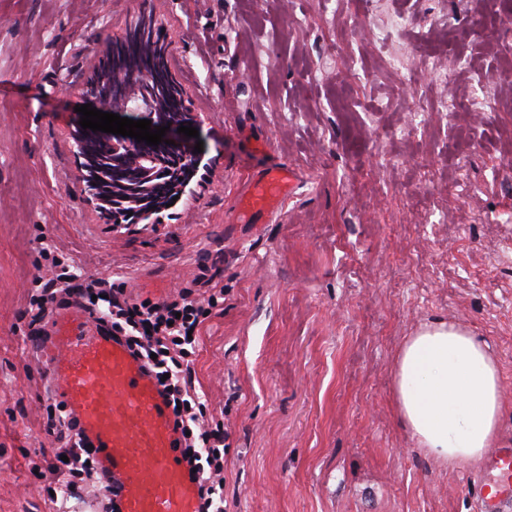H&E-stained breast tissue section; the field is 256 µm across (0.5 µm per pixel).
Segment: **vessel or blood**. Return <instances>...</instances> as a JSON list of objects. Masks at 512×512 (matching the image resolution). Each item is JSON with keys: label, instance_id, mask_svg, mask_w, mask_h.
<instances>
[{"label": "vessel or blood", "instance_id": "1", "mask_svg": "<svg viewBox=\"0 0 512 512\" xmlns=\"http://www.w3.org/2000/svg\"><path fill=\"white\" fill-rule=\"evenodd\" d=\"M292 168L274 167L253 184L250 215L294 181ZM32 345L48 368V383L95 461L116 512H203L201 479L184 449L169 398L146 360L99 316L54 309L45 335ZM480 512L512 503V448L497 449L476 485Z\"/></svg>", "mask_w": 512, "mask_h": 512}]
</instances>
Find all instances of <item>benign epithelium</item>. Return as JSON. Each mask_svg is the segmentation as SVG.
<instances>
[{
  "label": "benign epithelium",
  "instance_id": "7a95c632",
  "mask_svg": "<svg viewBox=\"0 0 512 512\" xmlns=\"http://www.w3.org/2000/svg\"><path fill=\"white\" fill-rule=\"evenodd\" d=\"M115 74L111 66L90 81L89 91L84 97L107 113H116L128 108L131 101L138 99L134 87L124 90V98L112 100L97 95L96 88L104 82H113ZM142 118L151 121V130L167 126L175 132L184 125L195 127L200 124L198 116L189 108L178 112L168 111L165 103L153 99V109L142 113ZM170 136H163L159 145L149 146L129 136L114 135L91 129H79L77 133L78 158L82 159V171L99 169L97 183L109 184V191L103 195L91 194L93 200L112 208V223H123L125 214L132 213V223L156 224L163 203L155 199L160 188L179 191L181 179L193 177L200 164V156L183 143H166Z\"/></svg>",
  "mask_w": 512,
  "mask_h": 512
}]
</instances>
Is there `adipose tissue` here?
I'll return each instance as SVG.
<instances>
[{
    "mask_svg": "<svg viewBox=\"0 0 512 512\" xmlns=\"http://www.w3.org/2000/svg\"><path fill=\"white\" fill-rule=\"evenodd\" d=\"M395 400L417 448L434 463L479 462L504 406L490 346L455 323L425 324L399 353Z\"/></svg>",
    "mask_w": 512,
    "mask_h": 512,
    "instance_id": "adipose-tissue-1",
    "label": "adipose tissue"
}]
</instances>
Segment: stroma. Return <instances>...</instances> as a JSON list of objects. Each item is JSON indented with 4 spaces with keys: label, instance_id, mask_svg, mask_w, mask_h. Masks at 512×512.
<instances>
[{
    "label": "stroma",
    "instance_id": "stroma-1",
    "mask_svg": "<svg viewBox=\"0 0 512 512\" xmlns=\"http://www.w3.org/2000/svg\"><path fill=\"white\" fill-rule=\"evenodd\" d=\"M152 16L202 121L157 224L113 228L81 178L87 81ZM512 0H0V512H65L29 348L37 264L141 300L211 281L191 374L224 425L226 512H475L395 404L406 336L460 324L496 354L512 446ZM436 56L442 72L424 67ZM485 111L444 115L448 92ZM297 179L262 223L251 182Z\"/></svg>",
    "mask_w": 512,
    "mask_h": 512
}]
</instances>
